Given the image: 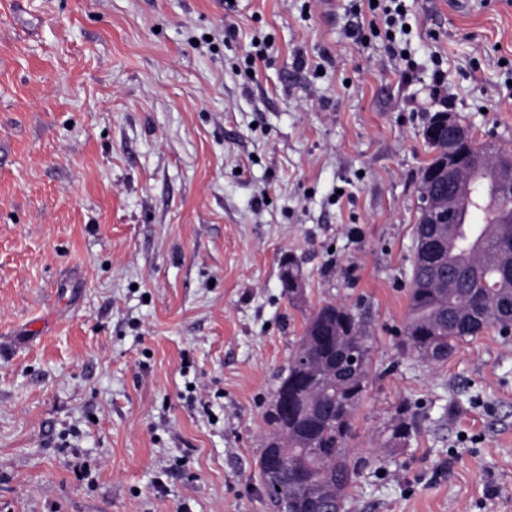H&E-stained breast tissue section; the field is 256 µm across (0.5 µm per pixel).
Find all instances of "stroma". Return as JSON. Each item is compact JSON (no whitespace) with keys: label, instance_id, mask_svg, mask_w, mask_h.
<instances>
[{"label":"stroma","instance_id":"35a3bbf8","mask_svg":"<svg viewBox=\"0 0 512 512\" xmlns=\"http://www.w3.org/2000/svg\"><path fill=\"white\" fill-rule=\"evenodd\" d=\"M404 4L402 57L353 0H0V512H270L263 414L327 302L382 455L347 512H512V336L397 347L429 114L512 149V0ZM412 413L411 405L405 402L394 409L385 426L383 448L394 450L408 444L414 430Z\"/></svg>","mask_w":512,"mask_h":512}]
</instances>
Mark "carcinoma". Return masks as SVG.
<instances>
[{
	"label": "carcinoma",
	"instance_id": "cac0c4a2",
	"mask_svg": "<svg viewBox=\"0 0 512 512\" xmlns=\"http://www.w3.org/2000/svg\"><path fill=\"white\" fill-rule=\"evenodd\" d=\"M492 179H496L495 167L489 161L476 162L464 174L477 202L471 211L484 216L480 223H456L460 236L442 257L446 276L436 278L428 266L414 261L400 341L403 353L438 365L488 327L502 333L512 329V314L503 311V301L512 299V269L489 259L491 254H512V223H504L496 209L485 213L480 208L486 201L483 183ZM299 342L308 343V364L322 369L331 386H315L294 369V360H289L279 386L286 385L288 391L309 399L312 412L302 414L288 404L286 431L282 418L270 411L265 421L271 428L270 438L279 440L288 454V482H293L295 471L309 462L316 468L317 481L344 504L357 475L375 465L379 457L350 455L345 442L352 431L353 415L338 422L332 407L359 388H368L371 347L355 314L343 304L331 302L307 318ZM413 430L412 407L403 402L385 426L382 447H405ZM307 446L316 449V458L305 457Z\"/></svg>",
	"mask_w": 512,
	"mask_h": 512
}]
</instances>
